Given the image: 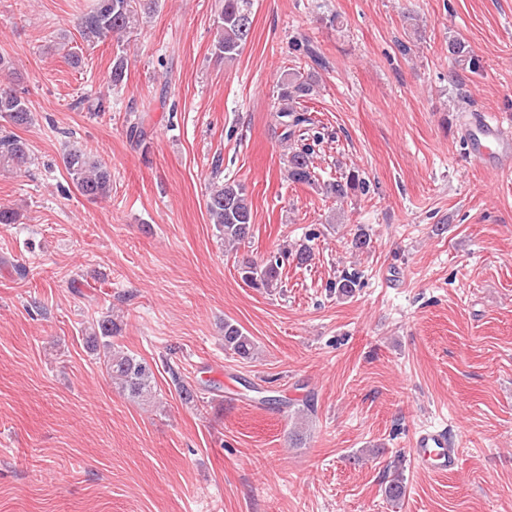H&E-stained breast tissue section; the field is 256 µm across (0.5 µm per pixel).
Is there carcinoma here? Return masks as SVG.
Here are the masks:
<instances>
[{
  "mask_svg": "<svg viewBox=\"0 0 512 512\" xmlns=\"http://www.w3.org/2000/svg\"><path fill=\"white\" fill-rule=\"evenodd\" d=\"M250 0H223L218 15V39L215 54L218 59L232 61L240 54L250 30L243 20L250 18ZM154 0H95L94 7L79 20L84 39L95 42L112 36H126L135 30L136 16L153 12ZM448 54L453 67L477 73L481 69L479 58L462 39L448 41ZM316 76L312 72L293 71L281 81L277 94L276 122L281 130L280 140L289 144L287 156L288 180L311 187H321L324 193L338 201L363 192L365 178L357 171L331 182L320 183L311 162V146L305 143V133L313 120L301 105L315 90ZM0 117L17 126L30 121L25 98L11 88H0ZM0 159L15 167L25 166L30 159L28 144L11 133H0ZM64 167L78 190L91 199H105L112 192V172L100 161L80 147L74 146L63 158ZM206 210L224 242L240 245L252 237L253 213L244 185L227 181L210 190L206 197ZM293 257L303 264L311 257L306 244L296 249L283 247L278 254L259 263L248 255L237 261L240 279L249 287L272 292L282 287L280 268L285 259ZM118 330L109 315L96 320V329L85 337L89 350L103 360L106 373L127 396L139 402L156 398L154 375L148 364L135 354L124 351L112 343ZM224 349L242 359L253 358L255 341L231 321H224Z\"/></svg>",
  "mask_w": 512,
  "mask_h": 512,
  "instance_id": "carcinoma-1",
  "label": "carcinoma"
}]
</instances>
